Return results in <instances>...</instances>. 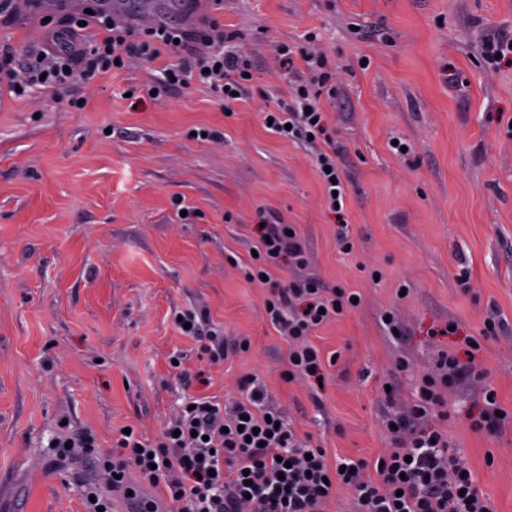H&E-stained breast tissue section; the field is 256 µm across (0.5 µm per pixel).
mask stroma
Here are the masks:
<instances>
[{"mask_svg": "<svg viewBox=\"0 0 512 512\" xmlns=\"http://www.w3.org/2000/svg\"><path fill=\"white\" fill-rule=\"evenodd\" d=\"M73 9L0 14V50L31 67V47ZM166 18L223 25L252 87L228 106L197 85L154 95L160 63L134 58L61 93L0 94V512H87L84 483L103 482L97 455L120 428L155 440L190 397L240 399L244 376L300 442L374 461L387 417L441 352L474 373L432 426L467 456L493 512H512V430L471 427L484 387L512 411V58H483L487 37H512V0H224ZM288 45L333 68L321 102L347 186L339 218L311 151L262 121L307 75L299 59L282 67ZM202 128L217 139L196 138ZM262 213L296 225L308 252L304 268L282 262L277 283L305 276L361 297L312 336L331 360L317 392L285 378L271 290L245 276ZM189 308L249 349L210 361L173 324ZM388 311L401 335L384 330ZM493 317L508 331H488ZM76 433L97 454L61 456L56 441Z\"/></svg>", "mask_w": 512, "mask_h": 512, "instance_id": "1", "label": "stroma"}]
</instances>
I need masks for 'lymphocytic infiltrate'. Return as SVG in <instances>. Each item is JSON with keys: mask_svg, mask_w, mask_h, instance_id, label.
<instances>
[{"mask_svg": "<svg viewBox=\"0 0 512 512\" xmlns=\"http://www.w3.org/2000/svg\"><path fill=\"white\" fill-rule=\"evenodd\" d=\"M93 22L97 37L81 49H72L70 28H62L54 45L35 49L39 67L19 74L10 55H0V84L16 95L42 86L67 89L75 80L91 81L117 71L127 58L155 61L173 56L165 66L163 86L180 88L197 83L223 102L241 97L251 80L249 63L238 54L217 51L225 34L209 24L199 36L182 27L160 22L135 38L133 26L105 12L83 14ZM308 79L294 87L292 106L265 111L274 134L293 142L314 141V156L328 204L345 198L336 165V145L328 132V117L321 103L332 74L322 56L304 55ZM287 224L265 220L246 272L262 282L282 260L299 267L307 262L299 235H288ZM354 295L343 289L324 288L311 278H298L277 287L267 302V313L292 346L288 352L287 379L304 375L320 378L324 362L309 337L313 331L353 308ZM469 371L456 356L443 354L436 374L423 378L409 414L395 417L390 446L380 454L381 466L340 456L329 460L318 444L298 446L297 436L282 414L267 402L265 389L244 377L243 395L232 413L209 397L192 398L191 408L166 423L155 441L136 434H119L103 461L110 485L135 472L141 483L163 487L179 512H323L322 506L336 487L351 492L356 512H492L474 479L472 468L447 435L425 429L424 421L442 413L441 390Z\"/></svg>", "mask_w": 512, "mask_h": 512, "instance_id": "obj_1", "label": "lymphocytic infiltrate"}]
</instances>
